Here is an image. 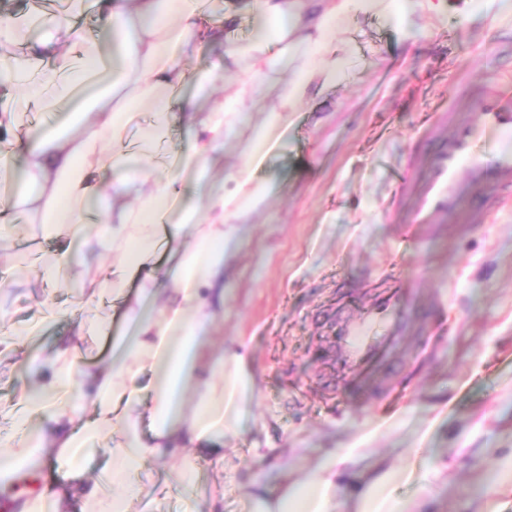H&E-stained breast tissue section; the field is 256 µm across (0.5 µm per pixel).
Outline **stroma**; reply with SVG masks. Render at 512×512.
Instances as JSON below:
<instances>
[{
    "label": "stroma",
    "instance_id": "35a3bbf8",
    "mask_svg": "<svg viewBox=\"0 0 512 512\" xmlns=\"http://www.w3.org/2000/svg\"><path fill=\"white\" fill-rule=\"evenodd\" d=\"M448 2L440 17L412 15L407 31L363 14L337 27L351 65L295 113L261 171L276 190L242 216L249 233L229 260L216 334L228 348L249 341L255 377L240 452L220 468L200 460L190 492L167 484V462H155L141 478L140 512H244L251 473L284 458L304 469L347 448L395 461L408 448L439 449L448 484L434 489L429 512H512V205L482 224L468 222L469 203L443 224L410 221L437 114L477 115L473 100L453 99L454 82L512 83V12L462 27V0ZM33 259L14 248L25 269L0 307L22 327L44 303L68 310L31 346L43 355L86 298L50 290ZM390 295L411 327L362 388L338 363L336 338L360 306ZM255 443L266 460L249 454ZM491 473L501 487L486 497Z\"/></svg>",
    "mask_w": 512,
    "mask_h": 512
}]
</instances>
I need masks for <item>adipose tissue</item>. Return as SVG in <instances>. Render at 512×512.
<instances>
[{"label": "adipose tissue", "instance_id": "adipose-tissue-1", "mask_svg": "<svg viewBox=\"0 0 512 512\" xmlns=\"http://www.w3.org/2000/svg\"><path fill=\"white\" fill-rule=\"evenodd\" d=\"M250 37L233 38L238 11L213 21L206 0H96L97 32H83L73 10L41 14L26 28L0 17V237L13 238L11 212L38 204L53 248L39 251L46 284L71 281L80 253L121 249L98 269L92 295L111 297L126 334L113 337L110 364L77 371L80 340L68 335L46 358H24L27 384L6 409L13 451L0 456V483L43 468L47 480L19 512H137L135 480L156 460L191 484L197 462L224 461L244 429L254 390L249 346L215 343L224 316L229 259L245 237L238 215L271 194L258 174L293 125L292 115L347 64L336 24L351 14L403 19L439 15L447 0H248ZM221 47L237 89L201 111L183 94L190 46ZM287 71L282 107L263 109L257 87ZM127 89L124 103L98 96L69 111L79 89L104 80ZM252 108H243L244 100ZM66 108L60 124L19 134L31 107ZM189 151L172 160L155 151L175 128ZM252 134L249 159L224 175L211 168L239 128ZM135 144H128V136ZM141 185L132 204L102 203V175ZM94 225L95 236L82 232ZM111 440L109 461L91 473L83 450ZM417 459L392 464L350 451L319 455L303 472L281 462L275 477L246 485L247 512H426L428 500L401 497L419 481ZM365 478L340 497L346 476Z\"/></svg>", "mask_w": 512, "mask_h": 512}]
</instances>
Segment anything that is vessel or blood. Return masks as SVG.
Segmentation results:
<instances>
[{
    "mask_svg": "<svg viewBox=\"0 0 512 512\" xmlns=\"http://www.w3.org/2000/svg\"><path fill=\"white\" fill-rule=\"evenodd\" d=\"M478 117L459 120L455 113L440 117L448 134L434 149L431 174L418 196L413 221L436 223L457 215L462 202L478 198L472 221H480L512 201V87L496 86L478 100ZM403 311L393 299L380 309L363 308L339 339L340 359L356 378H364L381 361L383 349L396 346L404 328Z\"/></svg>",
    "mask_w": 512,
    "mask_h": 512,
    "instance_id": "b4317fda",
    "label": "vessel or blood"
}]
</instances>
